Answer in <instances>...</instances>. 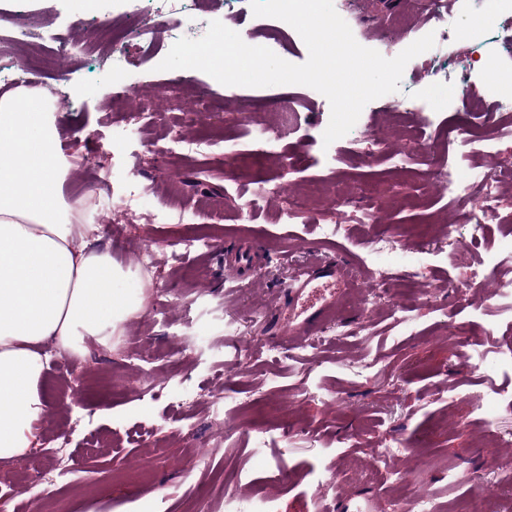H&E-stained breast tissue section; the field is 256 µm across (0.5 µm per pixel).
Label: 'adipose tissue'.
I'll return each mask as SVG.
<instances>
[{
	"label": "adipose tissue",
	"instance_id": "adipose-tissue-1",
	"mask_svg": "<svg viewBox=\"0 0 512 512\" xmlns=\"http://www.w3.org/2000/svg\"><path fill=\"white\" fill-rule=\"evenodd\" d=\"M56 114L36 96L0 94V460L23 457L47 410L46 345L85 354L140 314L100 227L76 220L63 193L71 167L56 146Z\"/></svg>",
	"mask_w": 512,
	"mask_h": 512
}]
</instances>
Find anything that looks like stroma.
<instances>
[{"label": "stroma", "mask_w": 512, "mask_h": 512, "mask_svg": "<svg viewBox=\"0 0 512 512\" xmlns=\"http://www.w3.org/2000/svg\"><path fill=\"white\" fill-rule=\"evenodd\" d=\"M429 7L430 0L335 5L355 39L387 58L434 31ZM198 9L288 62L308 58L299 34L254 16L250 0H201ZM122 11L120 0H100L96 18L82 19L70 0H30L20 16L13 0H0L4 55L17 50L19 32H34L46 51L73 21L83 22L81 45L55 60L75 88L56 123L57 147L73 161L66 200L90 197L86 220L97 224L129 182L147 191L136 223L97 246L126 271L124 288L145 291L148 305L123 323L111 347L89 344L83 383L46 371L47 413L28 457L52 462L61 435L68 457L56 482L9 495V512L31 503L57 512H224L230 494L246 506L271 500L274 512L328 510L344 496L368 500L374 512H404L414 496L485 512L486 487L512 492V447H500L461 399L512 389V369L501 363L512 351V298L497 281L498 262L512 259V188L501 192L500 221L479 232L436 189L450 168L477 181L512 167L510 120L488 129L487 153L448 140L467 107L490 105L492 86L512 87L501 0H456L445 18L451 39L429 51L439 71L417 73L421 60L413 58L399 92L368 103L328 146L330 105L321 93L302 85L225 88L198 70L157 71L167 54L162 43L115 45L104 35ZM129 85L156 96L152 111L114 104V93ZM200 107L201 125L185 127L184 113ZM247 111L261 112L262 125L224 119ZM177 130L210 148L173 153ZM412 137L424 153L394 168L390 156ZM271 139L299 162L266 161L257 178L272 193L251 206L238 159ZM330 187L375 203V218L326 235L338 218ZM297 194L308 197L310 212L281 220ZM190 230L209 232L210 250L182 255L177 243ZM376 239L431 258L418 267L397 260L379 273L368 253ZM250 245L263 267L228 282L225 249ZM146 250L155 256L149 268L137 262ZM315 260L347 264L355 287L325 322L335 337L313 356L284 361L276 348L287 337L273 327L269 298L293 267ZM398 307L412 316L411 327L393 321ZM370 361L376 372L353 373ZM147 385L159 390L157 399L141 397ZM192 389L217 390L223 408L183 407ZM382 448L398 451L387 465L406 473L402 495L365 474ZM452 465L467 475L464 485L449 484Z\"/></svg>", "instance_id": "35a3bbf8"}]
</instances>
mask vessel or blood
Returning a JSON list of instances; mask_svg holds the SVG:
<instances>
[{"label":"vessel or blood","mask_w":512,"mask_h":512,"mask_svg":"<svg viewBox=\"0 0 512 512\" xmlns=\"http://www.w3.org/2000/svg\"><path fill=\"white\" fill-rule=\"evenodd\" d=\"M344 284L338 263L294 268L286 287L275 300V324L289 335L304 339L326 319Z\"/></svg>","instance_id":"obj_1"}]
</instances>
